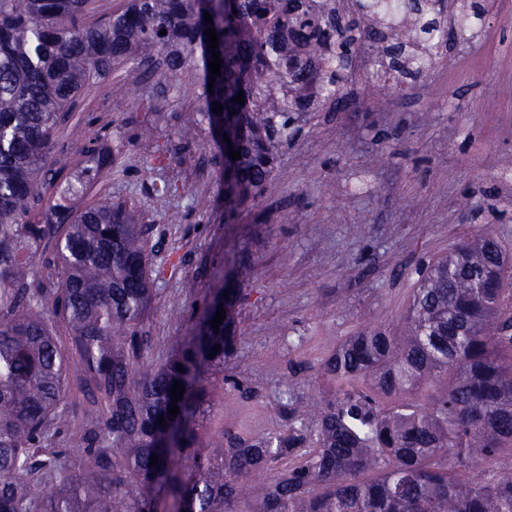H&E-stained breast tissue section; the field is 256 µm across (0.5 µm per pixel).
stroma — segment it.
<instances>
[{
	"label": "stroma",
	"instance_id": "1",
	"mask_svg": "<svg viewBox=\"0 0 512 512\" xmlns=\"http://www.w3.org/2000/svg\"><path fill=\"white\" fill-rule=\"evenodd\" d=\"M481 2L475 34L450 41L415 76L371 81L383 55L361 46L344 86L348 109L327 101L299 122L264 192L231 215L199 70L148 74L130 61L83 92L48 164L76 181L85 129H105V149L126 140L101 192L138 209L154 264L180 260L154 281L144 314L156 364L195 334L200 307L231 287L242 255L255 259L233 349L209 374L208 437L261 440L287 429L296 401L333 400L324 360L361 329L397 328L423 261L487 226L512 254V181L500 178L512 166V0ZM190 112L195 138L182 144ZM165 142L176 146L171 164L144 177V156ZM174 178L189 193L152 192L151 180Z\"/></svg>",
	"mask_w": 512,
	"mask_h": 512
}]
</instances>
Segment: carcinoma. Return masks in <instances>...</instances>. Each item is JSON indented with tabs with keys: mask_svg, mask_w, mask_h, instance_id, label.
I'll return each mask as SVG.
<instances>
[{
	"mask_svg": "<svg viewBox=\"0 0 512 512\" xmlns=\"http://www.w3.org/2000/svg\"><path fill=\"white\" fill-rule=\"evenodd\" d=\"M357 2L379 27L356 37L329 0H126L92 21L94 0H0V512H155L166 487L176 512H234L246 495L256 512H512V464L501 465L512 459V270L491 228L418 267L400 332L364 329L336 346L323 368L336 400L293 414L314 429L224 441L200 424L209 369L224 367L234 334L231 319L211 325L224 290L180 355L155 365L143 329L149 229L92 197L124 143L104 152L105 134L84 131L81 202L46 196L59 181L47 153L83 90L130 58L146 63L159 48L173 74L200 65L232 214L265 190L278 146L314 111L313 90L340 94L356 45L388 30L399 63L413 29L392 15L418 26L431 59L480 17L445 28L433 0ZM240 92L244 103L232 102ZM76 389L89 427L49 448ZM287 457L298 462L249 484Z\"/></svg>",
	"mask_w": 512,
	"mask_h": 512,
	"instance_id": "carcinoma-1",
	"label": "carcinoma"
}]
</instances>
